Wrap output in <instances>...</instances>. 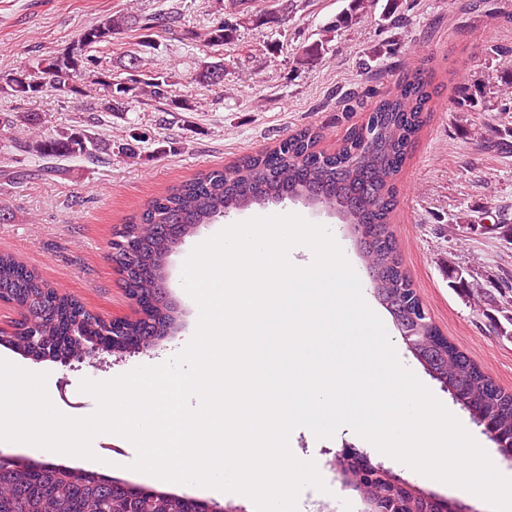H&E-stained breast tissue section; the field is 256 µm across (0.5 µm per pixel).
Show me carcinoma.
Returning a JSON list of instances; mask_svg holds the SVG:
<instances>
[{
    "mask_svg": "<svg viewBox=\"0 0 512 512\" xmlns=\"http://www.w3.org/2000/svg\"><path fill=\"white\" fill-rule=\"evenodd\" d=\"M249 2L227 0L222 16L202 32L186 31L185 39L220 51L236 39L240 27L264 22L252 15ZM374 2L349 0L347 8L322 30L318 40L299 48L296 65L310 69L323 60L331 34L357 20ZM177 27L179 17L170 12L105 14L86 27L67 50L39 59L34 70L25 67L1 74L0 93L24 101L51 88L78 105L100 88L102 112H125L134 98L190 111L193 105L188 100L169 96L176 74L144 70L138 50L119 59L120 72L116 74L97 70L95 52L112 43L114 35L131 31L142 38L157 33L159 28L171 31ZM212 68L224 70V55L203 62L195 81L206 86L222 84L221 79L212 80ZM432 99L433 91L416 71L380 95L366 122L352 129L336 149L321 148L320 129L307 127L270 151L247 155L229 168L199 173L130 216L116 237L132 242V249L112 247L110 260L125 272V289L138 300L143 319L112 326L77 299L41 289L33 270L12 254L0 252V299L20 310L23 319L19 325L27 327L14 334L8 344L23 350L28 347V337L47 336L75 352L79 345L66 340L71 329L78 336H122L135 345L148 343L154 336H169L178 329V315L165 299L166 282L159 278L157 268L176 242L232 211L293 197L312 198L338 211L344 223L354 229L372 273L376 296L391 314L401 338L412 342L413 356L469 412L499 453L512 458V392L499 387L443 336L402 268L390 229L396 182L425 124ZM5 124L31 131V137L15 144V148L43 159L101 162L112 157L114 151L133 159L136 152L128 139L147 138L146 133L132 129L127 138L114 144L78 125L46 135L41 131L40 115L27 111L12 113ZM483 140L496 149L512 151V128ZM448 278L463 300L483 302L451 261ZM498 294L493 300L496 314L488 318L502 335L512 337V282L502 281ZM361 487L374 512H456L458 508L452 501L431 506L423 497L382 477L365 480ZM0 512H185V504L172 496L118 490L112 481L92 479L81 468L61 472L46 464L36 470L20 458L0 464Z\"/></svg>",
    "mask_w": 512,
    "mask_h": 512,
    "instance_id": "obj_1",
    "label": "carcinoma"
}]
</instances>
